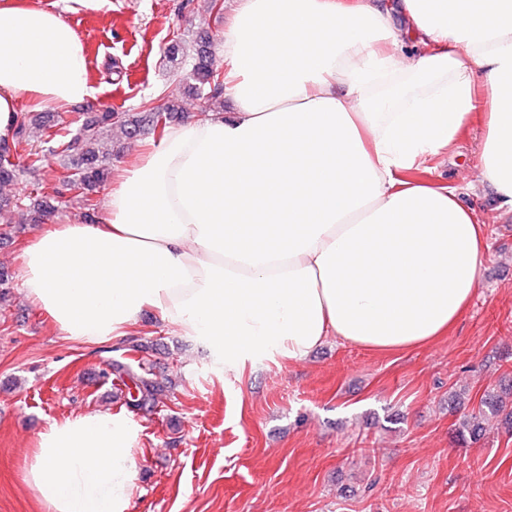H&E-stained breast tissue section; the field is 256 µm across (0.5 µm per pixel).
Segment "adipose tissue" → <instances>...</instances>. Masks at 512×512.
<instances>
[{
  "label": "adipose tissue",
  "mask_w": 512,
  "mask_h": 512,
  "mask_svg": "<svg viewBox=\"0 0 512 512\" xmlns=\"http://www.w3.org/2000/svg\"><path fill=\"white\" fill-rule=\"evenodd\" d=\"M221 52L230 111L125 163L104 223L47 225L24 250L27 299L85 342L154 313L233 371L331 336L392 351L447 335L487 247L468 196L491 187L512 211V0H237ZM95 93L61 13L0 0V136L21 99ZM476 122L475 182L405 179ZM137 434L126 414L52 422L25 482L48 512H128Z\"/></svg>",
  "instance_id": "obj_1"
}]
</instances>
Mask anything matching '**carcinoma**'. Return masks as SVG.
I'll list each match as a JSON object with an SVG mask.
<instances>
[{"instance_id": "1", "label": "carcinoma", "mask_w": 512, "mask_h": 512, "mask_svg": "<svg viewBox=\"0 0 512 512\" xmlns=\"http://www.w3.org/2000/svg\"><path fill=\"white\" fill-rule=\"evenodd\" d=\"M180 82L184 93L196 100L200 111L224 110V72L215 64L210 38L193 41L192 49L182 52ZM180 119L179 107L171 100L157 105L151 99L140 104L137 112L104 109L94 119L72 123L47 132L45 116L18 113L11 135L0 138V185L23 178L36 186L32 195L0 194V229L8 235L16 216L26 224H43L58 210L65 195L73 193L88 207L91 194L108 180L111 154L100 151L102 138L119 129L128 139L140 134L164 135L168 125ZM63 158L67 176L50 178L44 171L46 154ZM150 346L131 339L123 346L109 347L103 353L99 375L113 381L130 411H153L162 402L166 386L154 378L153 363L145 356ZM505 416L512 423V402L501 391L491 389L481 396L478 407L463 419L461 433L473 443L484 436L486 415Z\"/></svg>"}]
</instances>
